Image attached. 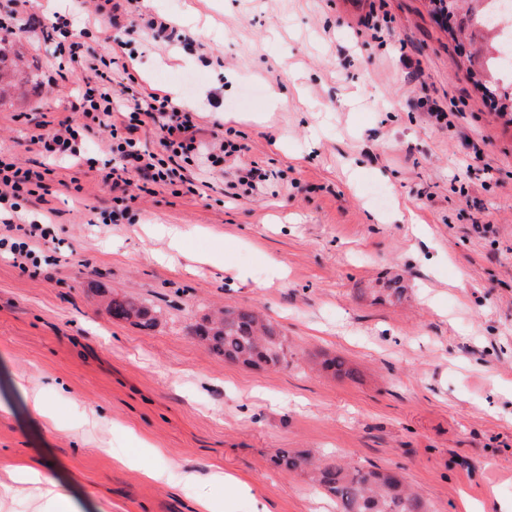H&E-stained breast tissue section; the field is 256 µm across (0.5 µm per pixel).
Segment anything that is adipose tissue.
I'll use <instances>...</instances> for the list:
<instances>
[{
  "instance_id": "adipose-tissue-1",
  "label": "adipose tissue",
  "mask_w": 512,
  "mask_h": 512,
  "mask_svg": "<svg viewBox=\"0 0 512 512\" xmlns=\"http://www.w3.org/2000/svg\"><path fill=\"white\" fill-rule=\"evenodd\" d=\"M57 473V466L45 463L36 467H19L13 472L11 484H0V499L32 494L50 512H79L76 501L67 486L59 480Z\"/></svg>"
}]
</instances>
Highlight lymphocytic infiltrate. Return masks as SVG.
<instances>
[{
  "mask_svg": "<svg viewBox=\"0 0 512 512\" xmlns=\"http://www.w3.org/2000/svg\"><path fill=\"white\" fill-rule=\"evenodd\" d=\"M72 22L55 15L49 38L55 44L57 74L60 78L78 77L80 70L90 69L93 78L81 80L74 109L82 122L66 119L52 130L32 135L31 142L41 154L52 160L85 161L80 143L85 133L96 129L106 136L110 154L102 180L110 184L117 201L128 198L132 179H139L141 192L151 186H182L189 193L198 188L190 183L182 167L184 160L206 156L212 166L224 160L225 147L200 138L192 117L169 96L150 93L134 102L115 101L112 71L119 58H134L130 42H119L118 56L96 55L87 43L76 39ZM161 130L158 149H149L139 137L148 125ZM46 171L19 165L10 153L0 152V247L8 248L18 267H25L39 244L37 221L31 220L27 205L46 188Z\"/></svg>",
  "mask_w": 512,
  "mask_h": 512,
  "instance_id": "obj_1",
  "label": "lymphocytic infiltrate"
}]
</instances>
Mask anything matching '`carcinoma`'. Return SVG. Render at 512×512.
Masks as SVG:
<instances>
[{
	"mask_svg": "<svg viewBox=\"0 0 512 512\" xmlns=\"http://www.w3.org/2000/svg\"><path fill=\"white\" fill-rule=\"evenodd\" d=\"M487 2L489 0H470V5L459 15L458 29L463 30L475 22L491 32L484 50L483 72L498 79V67L507 64L501 42L505 20L492 19L487 14ZM507 65L512 68V62ZM13 77V64L0 38V94L12 85ZM107 309L113 319L130 322L144 330L152 329L158 321L155 309L125 297L112 298ZM193 335L226 361L249 367H277L288 362L285 337L275 325L252 310L226 309L215 318L207 315L195 326ZM323 367L339 376H356V370L341 357L324 361ZM276 465L284 470L306 473L322 493L335 502L336 512H428L422 497L392 470L359 467L338 460L314 463L287 451L279 453Z\"/></svg>",
	"mask_w": 512,
	"mask_h": 512,
	"instance_id": "cac0c4a2",
	"label": "carcinoma"
}]
</instances>
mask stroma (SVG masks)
Instances as JSON below:
<instances>
[{
    "instance_id": "stroma-1",
    "label": "stroma",
    "mask_w": 512,
    "mask_h": 512,
    "mask_svg": "<svg viewBox=\"0 0 512 512\" xmlns=\"http://www.w3.org/2000/svg\"><path fill=\"white\" fill-rule=\"evenodd\" d=\"M120 5L136 33L106 25L88 40L105 55L132 39L138 58L113 71L116 91L177 88L201 137L242 150L220 168L192 163L198 194L157 188L117 224L100 219L112 193L97 171L56 168L38 250L55 263L24 271L0 257V482L48 457L81 512H194L200 497L221 512H336L273 465L288 449L395 470L432 512L512 502V122L476 86L470 47L430 0ZM57 8L28 0L11 43L28 80L0 100V151L26 167L43 161L30 135L73 114L76 82L54 80L44 32ZM153 18L187 42L154 39ZM452 97L465 107L448 126L432 111ZM249 163L270 180L230 197ZM170 224L194 229L182 251L160 234ZM207 254L225 267L197 263ZM272 260L285 278L270 279ZM116 294L159 308L158 326L113 320ZM219 307L264 313L288 339L287 365L215 356L191 327ZM327 356L357 376L312 369ZM21 375L59 427L30 413ZM93 409L105 423L83 426ZM218 468L242 492L211 483ZM188 469L200 475L189 488Z\"/></svg>"
}]
</instances>
